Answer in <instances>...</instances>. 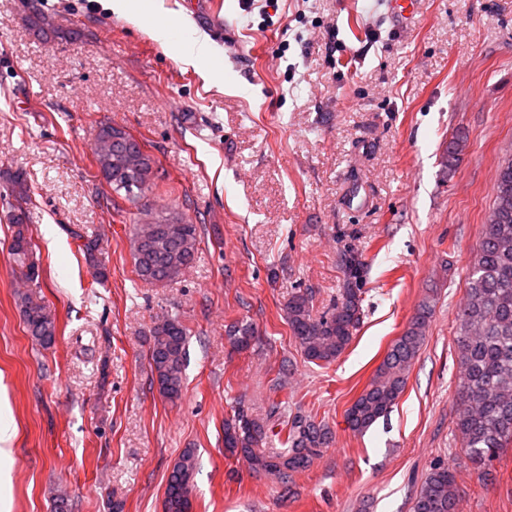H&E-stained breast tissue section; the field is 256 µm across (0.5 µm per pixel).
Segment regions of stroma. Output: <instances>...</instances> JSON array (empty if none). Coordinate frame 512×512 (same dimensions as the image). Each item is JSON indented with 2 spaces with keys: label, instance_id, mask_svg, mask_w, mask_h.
Masks as SVG:
<instances>
[{
  "label": "stroma",
  "instance_id": "35a3bbf8",
  "mask_svg": "<svg viewBox=\"0 0 512 512\" xmlns=\"http://www.w3.org/2000/svg\"><path fill=\"white\" fill-rule=\"evenodd\" d=\"M0 0V172L34 192L40 275L27 282L0 220V512H164L166 479L196 449L192 512H411L433 463L456 471L462 512H512V446L490 474L460 457L456 312L512 152V0H418L399 27L388 0H213L224 28L163 0L174 26L209 37L210 66L179 62L105 0ZM126 127L159 178L135 203H106L97 125ZM467 141L456 170L440 155ZM144 208L199 226L195 262L175 282L133 273L129 227ZM100 240L108 276L83 251ZM366 266L360 326L333 363L307 362L288 328L297 291L315 312L342 286L337 259ZM48 307L55 343L32 341L22 295ZM436 302L404 392L353 433L345 414L428 295ZM189 328L181 397L159 395L154 322ZM252 323L250 349L225 328ZM282 382L289 412L332 443L288 483L224 454V421L265 414Z\"/></svg>",
  "mask_w": 512,
  "mask_h": 512
}]
</instances>
